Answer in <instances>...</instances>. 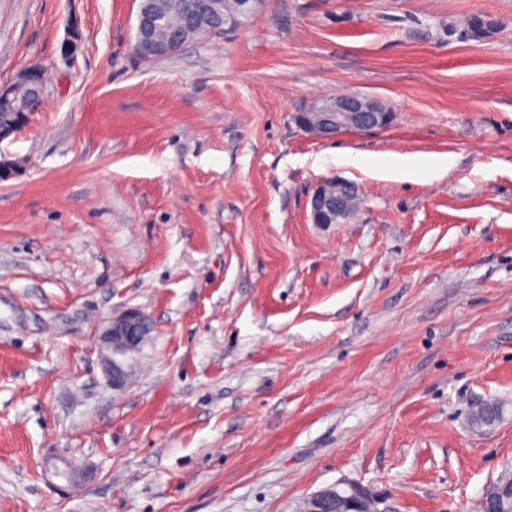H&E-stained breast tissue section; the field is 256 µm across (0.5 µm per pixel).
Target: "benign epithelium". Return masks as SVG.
<instances>
[{"label":"benign epithelium","mask_w":512,"mask_h":512,"mask_svg":"<svg viewBox=\"0 0 512 512\" xmlns=\"http://www.w3.org/2000/svg\"><path fill=\"white\" fill-rule=\"evenodd\" d=\"M218 18L217 0H194L182 17L181 27L163 33L160 16L140 12L136 17L134 52L140 58H164L184 47L190 37L199 39L214 34L213 22ZM44 92L43 76L33 67L20 71L10 83L0 86V106L17 114L12 124L0 125V143L28 124L32 107L43 101ZM294 119L307 131L334 137L348 128L368 130L387 125L392 121V113L379 111L370 98L342 93L316 102L308 111L296 113ZM352 192L353 185L344 180L332 178L319 182L310 197L312 223H338L346 216V200ZM146 326V316L139 310L129 309L104 329L102 344L107 351L104 363L113 386L123 384L126 372L122 357L143 341ZM330 500L339 504L336 512H388L379 508L383 499L373 488L346 479L315 492L307 500L304 512H327Z\"/></svg>","instance_id":"obj_1"}]
</instances>
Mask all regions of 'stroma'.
<instances>
[{
	"label": "stroma",
	"mask_w": 512,
	"mask_h": 512,
	"mask_svg": "<svg viewBox=\"0 0 512 512\" xmlns=\"http://www.w3.org/2000/svg\"><path fill=\"white\" fill-rule=\"evenodd\" d=\"M139 3L0 0V85L47 78L0 144V512H303L341 478L479 512L512 474V0H264L148 62ZM340 93L392 123H295ZM328 178L358 211L315 224ZM131 308L116 389L100 339Z\"/></svg>",
	"instance_id": "35a3bbf8"
}]
</instances>
